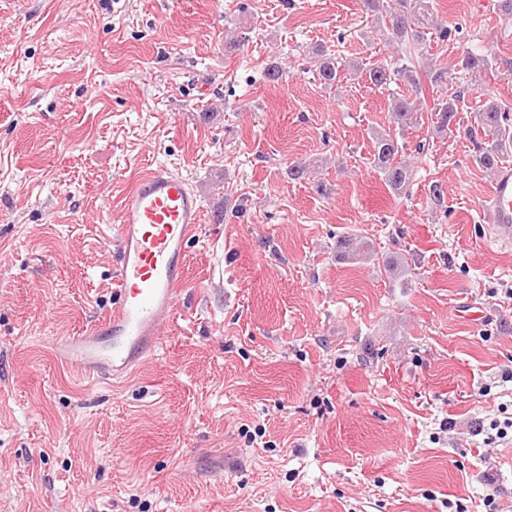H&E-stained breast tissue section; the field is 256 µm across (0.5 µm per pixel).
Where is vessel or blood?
<instances>
[{"mask_svg": "<svg viewBox=\"0 0 512 512\" xmlns=\"http://www.w3.org/2000/svg\"><path fill=\"white\" fill-rule=\"evenodd\" d=\"M204 214L202 199L178 173L159 167L139 179L120 207L118 299L102 322L62 345L67 363L94 383H108L159 350L187 277V243ZM480 214L492 233L512 236L511 163L500 164Z\"/></svg>", "mask_w": 512, "mask_h": 512, "instance_id": "1", "label": "vessel or blood"}]
</instances>
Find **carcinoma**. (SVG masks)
<instances>
[{"label":"carcinoma","instance_id":"carcinoma-1","mask_svg":"<svg viewBox=\"0 0 512 512\" xmlns=\"http://www.w3.org/2000/svg\"><path fill=\"white\" fill-rule=\"evenodd\" d=\"M435 0H364L367 11L374 17H385L382 32L387 43L394 50L401 51L397 58L374 63L366 69L367 81L381 89L394 85L405 88L403 92L392 93L391 113L397 124L398 134L387 132L374 134L372 164L381 174L389 189L399 195L409 185L412 176L410 166L396 161L400 152L406 149L400 141L407 129L415 128L423 122V94L421 77L425 76L433 86H446L448 93L440 96L430 109V117L439 131L450 133L456 130L458 103L463 91L447 84L448 67L430 58L429 48L432 39L445 42L452 37V30L435 19ZM316 77L325 87H333L340 80V66L336 58L324 48L314 51ZM496 62L495 54H475L467 52L459 61L461 71L466 75L479 74L492 69ZM507 109L493 97L485 99L474 124L465 130L466 138L474 144V160L494 174L498 164L512 148V126L507 123ZM336 253L345 259L360 257L361 250L353 238L343 236L336 240Z\"/></svg>","mask_w":512,"mask_h":512}]
</instances>
